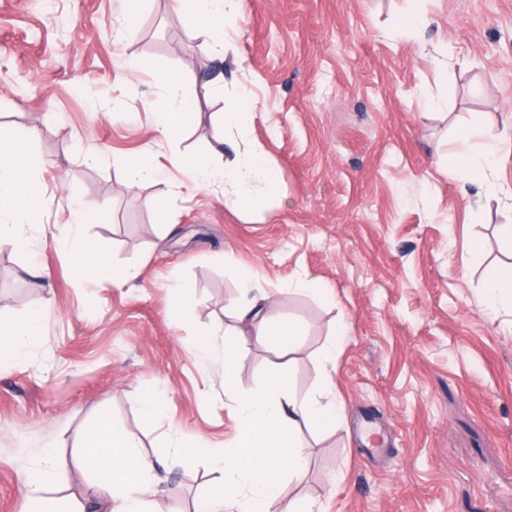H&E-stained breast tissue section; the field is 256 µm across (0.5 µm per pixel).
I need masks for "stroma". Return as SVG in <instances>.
<instances>
[{"label": "stroma", "mask_w": 512, "mask_h": 512, "mask_svg": "<svg viewBox=\"0 0 512 512\" xmlns=\"http://www.w3.org/2000/svg\"><path fill=\"white\" fill-rule=\"evenodd\" d=\"M240 9L219 62L175 0H149L128 34L120 0H0V129L37 128L43 197L29 252L0 249V322L53 308L0 368V512H22L21 478L47 458L49 494L100 499L97 451L74 446L101 420L158 460L150 512H193L211 453L242 428L224 395V339L241 349L244 397L282 354L231 312L244 268L267 295V325L301 328L291 391L344 406L340 426L303 429L306 476L284 481L282 500L311 512H512V310L490 309L483 292L508 259L497 227L512 221V156L482 180L448 165L465 134L477 150L512 134V0ZM165 70L196 86L202 114L172 144L154 116L169 99ZM243 93L254 110L237 157L258 153L277 177L247 210L220 185L187 191L165 165L175 149L204 156L214 119ZM143 154L163 180L128 186L125 161ZM163 190L178 195L164 220L150 206ZM77 200L100 201L82 232L135 280L74 276ZM147 396L155 415L141 410ZM185 441L203 452L180 458Z\"/></svg>", "instance_id": "obj_1"}]
</instances>
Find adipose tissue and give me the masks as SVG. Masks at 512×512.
I'll return each mask as SVG.
<instances>
[{"instance_id": "adipose-tissue-1", "label": "adipose tissue", "mask_w": 512, "mask_h": 512, "mask_svg": "<svg viewBox=\"0 0 512 512\" xmlns=\"http://www.w3.org/2000/svg\"><path fill=\"white\" fill-rule=\"evenodd\" d=\"M191 21L206 38L216 57H223L228 25L240 12V0H190ZM159 82L167 87L174 101L156 115L157 127L165 140L178 139L194 123L198 114L193 109V92L179 71L160 73ZM169 164L184 172L191 188L212 185L230 187L239 207H248L256 184L274 188L275 177L258 155L232 167H198L195 159L173 153ZM40 162L29 149L28 138L0 135V245L24 251L30 245L25 225L10 222V215H33L40 208L41 186L34 177ZM74 274L78 279L93 278L111 269L109 258L98 245L87 238H76ZM113 281L121 285L132 279L129 270L111 269ZM51 308L41 303L31 307L16 325L0 331V361L17 356L21 341L36 335ZM239 349L225 343L224 394L237 399L242 408L241 437L235 448L214 455L213 484L200 494L196 512H268L270 502L277 499L284 477L298 478L304 472L303 446L297 435L301 424L316 428L329 425L333 416L326 406L290 394L288 365L280 363L264 390L247 398H239L236 363ZM79 449H101L100 464L107 479L103 486L107 512H146L151 494L152 460L140 456L134 440L116 434L108 422L97 423L78 438ZM54 478L50 463L28 470L21 481L24 512H73L72 507L38 496L37 491Z\"/></svg>"}]
</instances>
